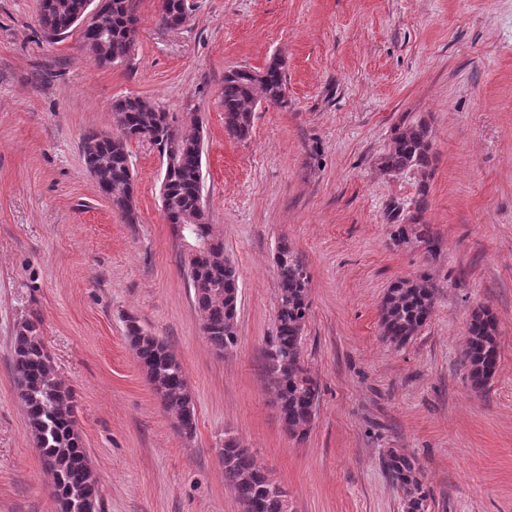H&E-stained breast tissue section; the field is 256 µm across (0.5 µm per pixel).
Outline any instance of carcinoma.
Returning a JSON list of instances; mask_svg holds the SVG:
<instances>
[{
	"mask_svg": "<svg viewBox=\"0 0 512 512\" xmlns=\"http://www.w3.org/2000/svg\"><path fill=\"white\" fill-rule=\"evenodd\" d=\"M77 0H39L38 24L49 41L64 38L73 28L69 16ZM185 0H159V23L170 27L185 12ZM136 16V0H112V13L105 25L106 35L82 34L86 51L99 63H120L128 58L134 42L126 33L127 20ZM285 62L275 56L264 70L233 69L224 74V130L232 138L251 136L256 101L283 106L286 99ZM119 130L127 132L122 142L107 134L89 131L80 145L93 148L98 164L96 185L112 200L127 224L138 223L133 203L134 178L129 163L128 144L147 134L160 156L171 159L163 165L162 182L167 189V210L191 212L198 194L204 192L203 154L199 130L182 128L174 115L138 96L125 97L113 104ZM432 136L424 122L401 123L394 129L391 143L381 157L384 171L410 174L418 179L420 198L412 201L415 210L425 207L428 179L431 177ZM406 204L392 202L387 222L396 226L394 244L413 239L427 255L438 249V239L427 224L406 221ZM276 335L265 350L267 377L275 388L277 407L285 429L303 437L313 422L320 395L318 382L309 374L302 356L303 332L310 311V276L301 257L288 240L276 247ZM195 274L189 277L203 335L218 355L234 349L239 342L238 273L224 254V244L208 237L196 251ZM436 289L429 278L399 280L387 289L380 305L382 336L400 346L407 343L428 321ZM497 320L485 306L475 309L468 323L464 352L471 385L484 388L494 376L500 359ZM126 340L134 351L147 381L158 395L166 413L174 417L178 434L192 440L197 430L193 394L177 354L159 337L144 330L134 317L127 319ZM13 367L17 397L23 407L28 430L44 468L51 474V494L59 512H86L89 501H102L101 487L82 438L76 427L74 398L56 377L38 324L27 321L14 336ZM224 469V482L233 490L244 512H288L287 492L267 482V475L240 439L224 432V446L218 454ZM387 468L404 495L405 512H427L430 498L421 480L415 459L389 451Z\"/></svg>",
	"mask_w": 512,
	"mask_h": 512,
	"instance_id": "obj_1",
	"label": "carcinoma"
}]
</instances>
